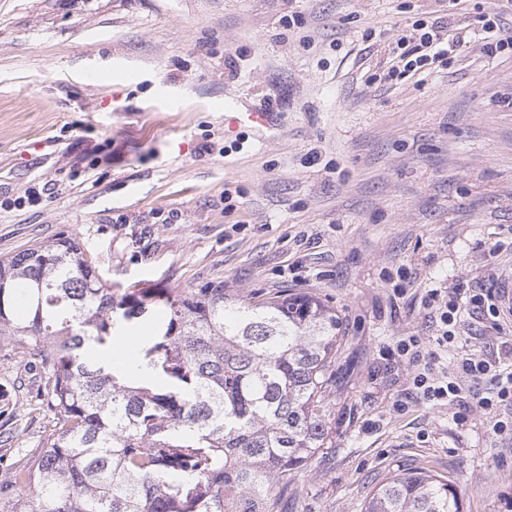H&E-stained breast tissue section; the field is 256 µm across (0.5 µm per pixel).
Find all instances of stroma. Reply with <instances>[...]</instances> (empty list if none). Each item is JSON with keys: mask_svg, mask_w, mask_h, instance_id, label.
I'll return each instance as SVG.
<instances>
[{"mask_svg": "<svg viewBox=\"0 0 512 512\" xmlns=\"http://www.w3.org/2000/svg\"><path fill=\"white\" fill-rule=\"evenodd\" d=\"M497 5L0 0V259L68 236L123 287L315 294L343 333L329 437L291 512H362L414 469L454 480L463 512H512V436L417 399L396 351L417 336L449 375L470 357L512 370V320L462 317L443 348L425 305L512 279V56L483 53L476 22ZM426 17L470 44L389 76ZM228 103L271 126L228 128ZM43 389L0 341V479L54 426Z\"/></svg>", "mask_w": 512, "mask_h": 512, "instance_id": "1", "label": "stroma"}]
</instances>
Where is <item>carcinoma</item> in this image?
Masks as SVG:
<instances>
[{
	"label": "carcinoma",
	"mask_w": 512,
	"mask_h": 512,
	"mask_svg": "<svg viewBox=\"0 0 512 512\" xmlns=\"http://www.w3.org/2000/svg\"><path fill=\"white\" fill-rule=\"evenodd\" d=\"M341 333L288 288H114L68 236L1 259L0 338L40 367L55 425L0 481V512H288L328 437ZM364 512H463L462 495L405 472Z\"/></svg>",
	"instance_id": "1"
}]
</instances>
